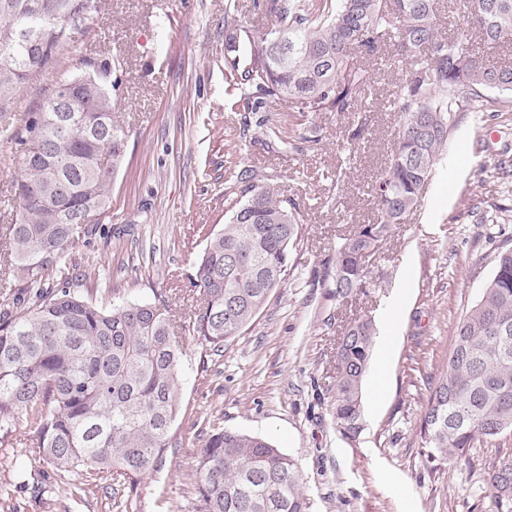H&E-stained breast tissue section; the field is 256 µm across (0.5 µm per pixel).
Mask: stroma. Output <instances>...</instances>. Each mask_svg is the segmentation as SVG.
I'll list each match as a JSON object with an SVG mask.
<instances>
[{
    "label": "stroma",
    "instance_id": "1",
    "mask_svg": "<svg viewBox=\"0 0 512 512\" xmlns=\"http://www.w3.org/2000/svg\"><path fill=\"white\" fill-rule=\"evenodd\" d=\"M235 2L243 26L270 25L254 0H99L77 48L112 64V91L129 129L127 158L116 173L103 220L110 237H93L75 253L81 290L96 302L152 303L165 294L185 322L198 298L188 276L210 233L221 229L238 197L225 184L229 162L255 170L303 206L301 236L287 281L252 327L224 353L184 339L183 392L173 426L181 445L139 489L141 512H196L194 456L213 428L266 437L300 464L312 512H497L481 465L459 468L428 459L417 422L428 380L448 361L455 326L477 302L512 248V191L495 164L512 154V112H459L448 145L416 209L382 243L370 265L378 287L329 300L322 278L339 237L370 223L367 186L395 141L393 93L401 75L388 61H368L374 77L369 131L352 153L342 144L352 112L298 118L287 103L254 112L227 92L226 77L245 68L248 40L224 47V9ZM64 58L54 75L23 85L13 126L45 102L55 80L74 75ZM294 128L303 122L320 143L302 152L267 150L259 123ZM248 137H241V130ZM346 171L336 189L337 171ZM500 206L497 223L478 214ZM406 301L394 332L380 404L365 403L357 442L344 439L332 416L329 388L339 320L359 314L382 323L397 290ZM42 466L26 419L0 435V512H108L99 490L78 501L64 495L33 503L15 478Z\"/></svg>",
    "mask_w": 512,
    "mask_h": 512
}]
</instances>
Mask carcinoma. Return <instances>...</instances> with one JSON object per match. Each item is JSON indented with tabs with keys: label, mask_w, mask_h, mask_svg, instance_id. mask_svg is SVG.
<instances>
[{
	"label": "carcinoma",
	"mask_w": 512,
	"mask_h": 512,
	"mask_svg": "<svg viewBox=\"0 0 512 512\" xmlns=\"http://www.w3.org/2000/svg\"><path fill=\"white\" fill-rule=\"evenodd\" d=\"M97 0H0V122L16 90L57 70L97 12ZM270 30L253 37L248 67L228 87L255 109L286 101L293 112L370 111L371 71L362 61L393 49L402 64L392 100L397 144L370 186L371 224H354L336 245L323 278L336 305L373 284L369 258L419 203L448 141L456 112H498L512 103V66L495 67L471 48L512 37V0H469L464 27L439 32L435 0H265ZM264 144L299 146L273 128ZM129 133L108 84L59 79L7 140L20 153L14 216L0 225V431L32 414L46 468L20 473L35 499L58 482L81 497L127 483L116 512H138L140 482L158 471L173 442L182 402L183 348L161 303L100 304L76 287L70 250L101 230L112 178ZM238 197L210 234L190 273L202 295L189 332L214 353L251 325L288 277L302 224L301 204L253 170L232 171ZM480 300L459 321L443 371L419 418L433 460L472 466L469 449L512 432V249L495 257ZM375 324L361 315L336 338L332 411L338 431L363 430L362 385ZM512 458L482 462L497 512H512ZM199 512H312L297 461L274 443L217 427L197 451Z\"/></svg>",
	"instance_id": "cac0c4a2"
}]
</instances>
